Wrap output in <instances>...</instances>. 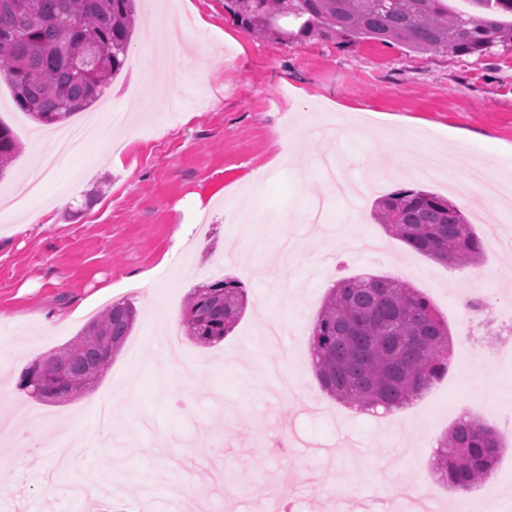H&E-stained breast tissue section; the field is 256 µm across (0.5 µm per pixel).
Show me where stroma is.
I'll return each instance as SVG.
<instances>
[{
    "label": "stroma",
    "instance_id": "stroma-1",
    "mask_svg": "<svg viewBox=\"0 0 512 512\" xmlns=\"http://www.w3.org/2000/svg\"><path fill=\"white\" fill-rule=\"evenodd\" d=\"M193 22L201 51L184 48L190 66H206L207 83L182 81L158 112L153 59L165 25L158 0H140L141 19L128 61L93 111L137 113L121 151L99 164L101 144L66 163L48 186L68 185L69 202L41 232L0 221V424L16 430L0 443V466L12 476L0 491V512H82L72 485L104 476L116 495L110 512H174V459L186 456L191 483L204 492L240 473L234 512H255L253 492L288 497L295 512H393L389 480L428 483L433 512H450L457 491L432 474L438 441L457 421L477 419L503 429L512 420V361L467 353V332H496L512 322V248L486 247L480 269L448 267L391 236L372 217L375 201L400 189H423L458 200L459 189L401 173L390 158L401 140L420 151L458 145L487 168L512 177V47L482 59L420 54L374 40L345 43L311 34L288 43L276 34H247L224 0H174ZM242 38L234 47L232 38ZM0 123L19 151L0 178V194H16L31 165L35 140L28 118L0 80ZM298 133L290 161L279 158L280 131ZM214 193L209 210L193 195ZM478 236L499 224L512 230V203L495 182L462 208ZM194 234L174 249L180 224ZM154 280L128 286L131 275ZM384 275L417 288L448 323L452 357L445 374L421 396L392 411H360L326 393L304 332L337 281ZM231 278L249 305L224 341L202 346L181 337L169 347L165 328H179L193 288ZM125 289L134 327L98 384L57 402L34 398L21 384L25 368L73 340L88 323L83 300L106 285ZM493 295L486 318L467 328L461 297ZM54 317L50 333L42 318ZM274 322L287 326L294 351L281 373L300 390L274 395L271 356L263 343ZM195 370L191 384L163 388L160 359ZM133 373L136 397L109 422L98 402L117 394ZM94 435L68 470L56 467L40 436L69 422ZM493 476L471 492L512 503V434ZM293 467L294 483L281 481Z\"/></svg>",
    "mask_w": 512,
    "mask_h": 512
}]
</instances>
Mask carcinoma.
<instances>
[{
	"mask_svg": "<svg viewBox=\"0 0 512 512\" xmlns=\"http://www.w3.org/2000/svg\"><path fill=\"white\" fill-rule=\"evenodd\" d=\"M466 18L442 0H224V9L246 27L265 31L286 15L298 25L292 43L313 31L349 41L396 42L417 53L487 56L512 46V0H470ZM135 0H0V77L15 106L41 126L62 124L86 110L124 68L135 22ZM19 144L0 123V175ZM374 218L412 250L462 266L482 257V240L463 212L429 191L400 189L381 199ZM247 292L218 279L190 293L184 333L195 343L224 340L244 313ZM132 304L114 302L80 335L29 368L23 386L56 402L90 389L130 335ZM316 374L342 403L398 408L448 371V323L418 290L395 278L371 275L331 289L311 334ZM502 451L498 430L460 420L439 442L437 470L448 488L470 491L493 473Z\"/></svg>",
	"mask_w": 512,
	"mask_h": 512,
	"instance_id": "cac0c4a2",
	"label": "carcinoma"
}]
</instances>
